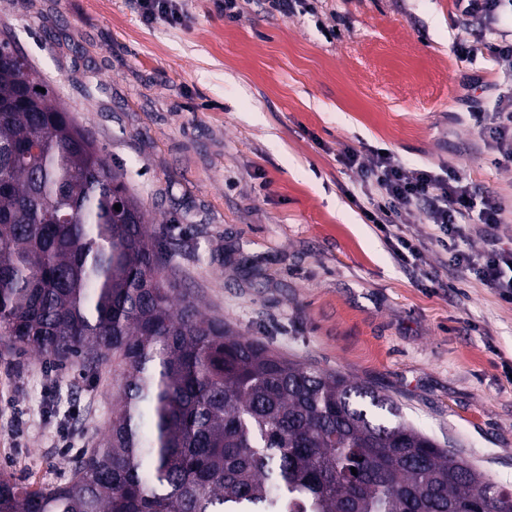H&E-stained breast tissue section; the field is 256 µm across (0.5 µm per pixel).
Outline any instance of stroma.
I'll return each mask as SVG.
<instances>
[{
	"label": "stroma",
	"instance_id": "1",
	"mask_svg": "<svg viewBox=\"0 0 512 512\" xmlns=\"http://www.w3.org/2000/svg\"><path fill=\"white\" fill-rule=\"evenodd\" d=\"M290 17L246 0L230 21L188 0L181 26L135 0H0L11 39L149 211L166 274L203 312L285 356L382 389L408 423L512 489V305L448 289L438 247L397 261L361 211L344 146L449 165L503 198L472 110L506 88L460 61L454 0H312ZM438 270L426 287L420 268ZM112 420V362L92 371L0 347V474L62 485Z\"/></svg>",
	"mask_w": 512,
	"mask_h": 512
}]
</instances>
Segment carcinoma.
<instances>
[{"label": "carcinoma", "instance_id": "1", "mask_svg": "<svg viewBox=\"0 0 512 512\" xmlns=\"http://www.w3.org/2000/svg\"><path fill=\"white\" fill-rule=\"evenodd\" d=\"M166 269L123 174L1 40L0 344L112 354L113 410L68 483L0 476V512H512L382 391L207 317Z\"/></svg>", "mask_w": 512, "mask_h": 512}]
</instances>
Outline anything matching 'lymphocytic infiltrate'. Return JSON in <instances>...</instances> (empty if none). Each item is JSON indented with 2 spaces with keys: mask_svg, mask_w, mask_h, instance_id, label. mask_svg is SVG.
<instances>
[{
  "mask_svg": "<svg viewBox=\"0 0 512 512\" xmlns=\"http://www.w3.org/2000/svg\"><path fill=\"white\" fill-rule=\"evenodd\" d=\"M455 5L464 20L480 21L493 35L479 46L457 43L458 58L467 61L479 51H487L504 81L512 84V0H455ZM470 118L491 139L493 164L512 165V95L500 101L495 112H474ZM340 160L346 168L361 171L373 186L375 195L363 216L366 223L380 226L398 261L405 263L421 255L420 244L406 236L399 222L402 209L413 207L423 213L430 226L429 242L447 254L458 280L476 281L512 304V248L499 246L493 239L479 251L458 247L470 236V215H477L479 222L490 228L503 223L506 207L502 198L475 196L454 169L437 174L412 168L388 149L366 153L348 145L341 150Z\"/></svg>",
  "mask_w": 512,
  "mask_h": 512,
  "instance_id": "lymphocytic-infiltrate-1",
  "label": "lymphocytic infiltrate"
}]
</instances>
